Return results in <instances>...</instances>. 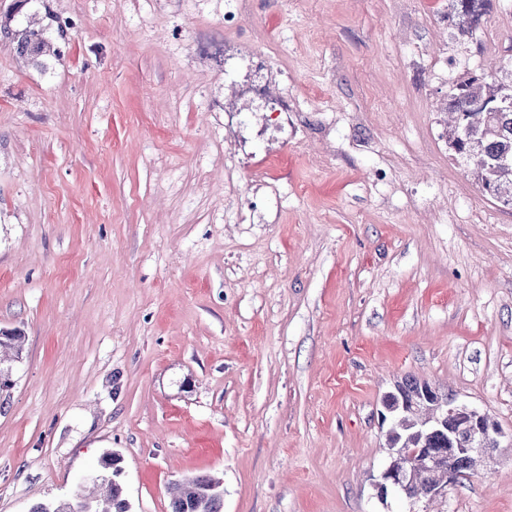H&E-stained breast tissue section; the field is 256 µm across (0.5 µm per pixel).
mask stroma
I'll list each match as a JSON object with an SVG mask.
<instances>
[{"mask_svg": "<svg viewBox=\"0 0 512 512\" xmlns=\"http://www.w3.org/2000/svg\"><path fill=\"white\" fill-rule=\"evenodd\" d=\"M0 512L117 457L129 512H512V445L376 496L407 377L512 431V209L448 156L512 0H0ZM489 0H448V11L457 20L459 35L472 34L481 23ZM3 31L5 38L16 40L17 49L20 53L27 52L28 50L35 53H41L49 47V43L45 37V28L36 29L32 28L30 25L26 28L10 32L9 27L4 26ZM22 334L20 331L14 330L10 332H1L0 334V377H12V367L2 366L3 363L8 362V359L3 360L2 353H11L14 358H19L21 351ZM426 382H421L416 378H405L401 383H398L401 391L397 386L394 387V390L387 392L382 399V407L384 411H381V420L382 423L386 422L388 419L391 422V425L397 418L400 416L401 412L406 411L408 402L405 397L401 394L404 393L408 399H410L413 395H417L421 384ZM224 492L210 477H194L185 482L172 504V512H222Z\"/></svg>", "mask_w": 512, "mask_h": 512, "instance_id": "stroma-1", "label": "stroma"}]
</instances>
